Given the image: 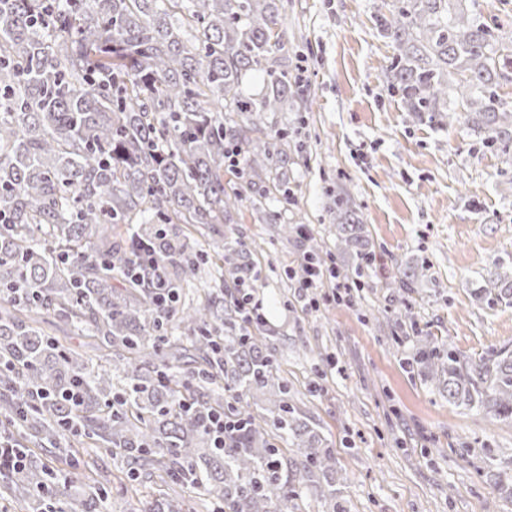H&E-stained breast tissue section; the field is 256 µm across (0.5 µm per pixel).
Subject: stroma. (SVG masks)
Returning a JSON list of instances; mask_svg holds the SVG:
<instances>
[{
  "instance_id": "35a3bbf8",
  "label": "stroma",
  "mask_w": 512,
  "mask_h": 512,
  "mask_svg": "<svg viewBox=\"0 0 512 512\" xmlns=\"http://www.w3.org/2000/svg\"><path fill=\"white\" fill-rule=\"evenodd\" d=\"M393 0H282L283 53L301 58L311 109L285 112L296 145L288 171L289 220L306 224L340 270L336 194L349 197L376 261L349 299L335 281L301 290L287 277L308 249L242 207L225 236L264 241L257 295L275 329L284 377L347 475L352 512H512V424L449 404L412 363L417 334L465 357L512 349V307L478 298L496 263L512 262V158L467 123L447 127L404 112L388 90L394 55L378 18ZM429 267L414 293L398 268ZM414 324L383 319L402 299ZM94 477L108 512L156 494L128 484L120 462L97 450Z\"/></svg>"
}]
</instances>
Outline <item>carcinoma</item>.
Instances as JSON below:
<instances>
[{"mask_svg":"<svg viewBox=\"0 0 512 512\" xmlns=\"http://www.w3.org/2000/svg\"><path fill=\"white\" fill-rule=\"evenodd\" d=\"M280 0H0V424L26 467L0 490L13 512H102L108 490L78 484L70 439L109 450L132 481L204 496L206 512H351L336 450L295 407L272 332L246 323L224 289L181 303L218 257L235 275L261 270L259 247L204 244L243 200L262 224L288 204V128L268 114L303 102L298 67L278 57ZM380 27L394 44L388 88L406 112L460 118L512 150V109L497 89L512 70V33L472 18L463 0H397ZM258 73L259 93L244 91ZM455 92L462 112L448 111ZM239 165L227 162L228 149ZM231 173L251 193L228 191ZM336 239L358 217L336 195ZM196 227L200 238L184 233ZM145 243L157 275L129 273ZM352 273L375 262L355 252ZM427 266L394 280L409 293ZM482 292L512 306V266ZM52 316L91 339L94 356L52 337ZM413 362L448 403L512 423V350L464 358L434 336ZM79 391V404L68 401ZM238 430L215 446L204 426ZM69 458L57 471L30 445ZM132 512H186L165 490Z\"/></svg>","mask_w":512,"mask_h":512,"instance_id":"1","label":"carcinoma"}]
</instances>
